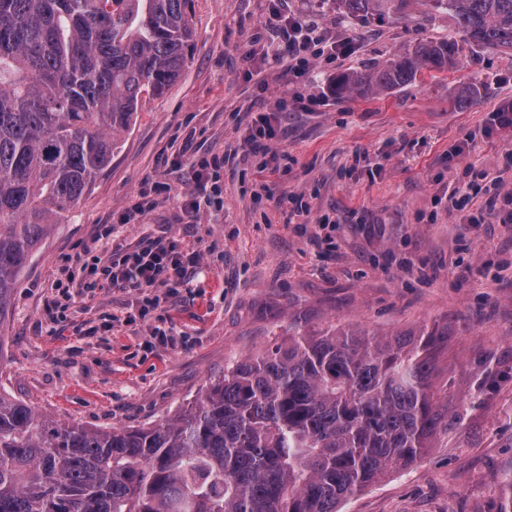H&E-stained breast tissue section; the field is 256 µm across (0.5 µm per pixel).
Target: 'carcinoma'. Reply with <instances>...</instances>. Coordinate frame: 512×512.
Segmentation results:
<instances>
[{"label":"carcinoma","mask_w":512,"mask_h":512,"mask_svg":"<svg viewBox=\"0 0 512 512\" xmlns=\"http://www.w3.org/2000/svg\"><path fill=\"white\" fill-rule=\"evenodd\" d=\"M423 2L457 36L336 77L338 98L512 49V0H339L363 22ZM192 0H0V325L33 251L112 163L146 95L180 75ZM296 336L236 362L149 427L88 429L0 394V512H341L417 461L456 414L432 390L441 336Z\"/></svg>","instance_id":"obj_1"}]
</instances>
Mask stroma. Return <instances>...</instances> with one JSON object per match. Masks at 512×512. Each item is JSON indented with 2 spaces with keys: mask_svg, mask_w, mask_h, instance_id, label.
<instances>
[{
  "mask_svg": "<svg viewBox=\"0 0 512 512\" xmlns=\"http://www.w3.org/2000/svg\"><path fill=\"white\" fill-rule=\"evenodd\" d=\"M301 14L351 54L295 83L266 57L287 49L272 12ZM180 76L144 98L110 166L63 213L14 290L0 394L90 429L158 423L225 369L303 332H447L432 376L460 417L425 455L342 512H512V224L481 215L512 193V51L486 48L373 97L336 98L338 75L456 33L445 12L398 23L347 18L335 0H193ZM284 109L270 154L254 117ZM217 163L212 207L190 220L192 160ZM479 172L467 210L452 190ZM306 205L295 215L291 199ZM149 211L135 212L140 201ZM482 216L479 224L468 223ZM158 236L201 251L188 287L140 316L136 291L96 285V259ZM134 315L132 324L113 315ZM174 341L153 342L154 327Z\"/></svg>",
  "mask_w": 512,
  "mask_h": 512,
  "instance_id": "stroma-1",
  "label": "stroma"
}]
</instances>
